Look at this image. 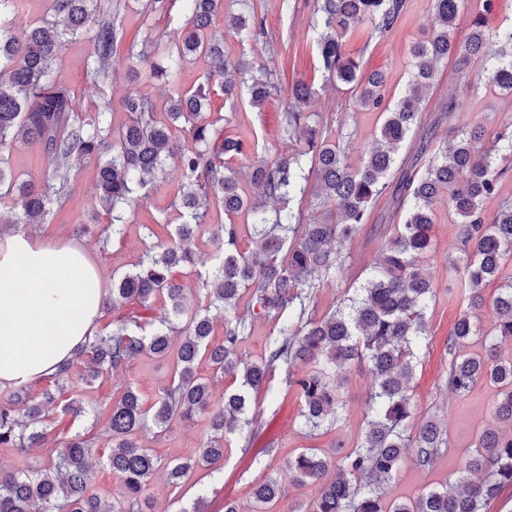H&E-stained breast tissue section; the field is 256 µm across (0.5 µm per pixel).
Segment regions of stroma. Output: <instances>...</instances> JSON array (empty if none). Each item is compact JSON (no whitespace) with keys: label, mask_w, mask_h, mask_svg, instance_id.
Instances as JSON below:
<instances>
[{"label":"stroma","mask_w":512,"mask_h":512,"mask_svg":"<svg viewBox=\"0 0 512 512\" xmlns=\"http://www.w3.org/2000/svg\"><path fill=\"white\" fill-rule=\"evenodd\" d=\"M112 15L122 29V44L130 46L153 37H162L174 46L183 37L187 14L185 0H169L166 10H144L141 0H111ZM315 0H224V11L216 15L213 32L223 34L224 46L233 54H244L254 65L276 69L280 92L255 109L247 103L229 108L220 86H212L207 105L218 117L219 136H238L257 147L259 156L272 159L284 151L288 139L284 133V114L292 86L300 81L313 84L317 94L308 105L319 113L332 130L350 132L348 159L358 162L363 150L377 134L382 123L378 113L354 109L348 96L324 85L319 71L315 25ZM431 0H407L406 10L394 33L386 38L371 37L354 30L346 43L347 52L360 56L363 71L381 70L388 77L386 96L398 99L407 86L410 71V46L430 31ZM261 13L265 35H239L224 27L228 14ZM477 68L457 69L453 61H441L436 81L423 114V130L431 131L434 141L448 138L453 129L481 125L494 128L503 114L512 115V96L477 86ZM60 81L74 91L84 114L97 111L102 100L112 102L108 115L113 126L127 120L121 99L129 89H136L153 99H162L168 86L164 81H131L125 65H117L114 75L104 84L94 79L93 47L88 39L78 38L65 44L60 63ZM464 94L460 109L446 113L443 103L449 93ZM96 162H73L70 171L72 193L60 208L54 209L47 223L31 228L32 236L47 242L76 241L84 245L104 280L137 270L148 230L158 223H184L185 213L174 207L176 194L185 182L177 162H169L165 173L153 186L136 190V201L123 233L109 236L110 219L94 193ZM391 193H383L370 205V217L357 238L345 245L349 258L339 281L321 283L314 291L317 314L328 313L346 290L358 287L379 263L390 235L391 225L400 223ZM460 226L448 212L447 200L435 206L431 229L433 248L425 263L436 287V297L427 313V348L411 382L414 418L437 417L447 429L449 448L430 471L406 459L399 473L386 488L388 496H417L433 486L453 483L481 429L491 421L490 411L497 398L494 387L478 383L465 398L448 390V338L467 302L462 295L458 274L449 264L458 254ZM169 359L143 356L101 385L83 390V401L106 402L118 397L126 386H133L146 405H153L159 389L170 377ZM286 368H278L269 390L259 392L250 403L249 414L255 423L243 426L224 444V465L214 475L196 471L182 487L169 484L165 472H157L148 492L157 512H191L199 495H206L207 512H224V503L236 501L242 512H257L252 496L256 483L272 472L282 471L288 459L304 448L335 451L337 445L353 447L364 428L363 412L372 388V376L365 366H351L340 374V394L346 404L343 424L328 432L309 434L300 424L301 401L289 389ZM61 426L67 434L81 433L91 440L96 453L93 460V485L103 498L118 494L120 482L106 465L112 440L105 422L91 417L65 415ZM209 435L207 416L193 422H172L162 435L147 439L146 444L162 461H187L196 457Z\"/></svg>","instance_id":"1"}]
</instances>
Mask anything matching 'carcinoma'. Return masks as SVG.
<instances>
[{
    "mask_svg": "<svg viewBox=\"0 0 512 512\" xmlns=\"http://www.w3.org/2000/svg\"><path fill=\"white\" fill-rule=\"evenodd\" d=\"M46 4L47 17L19 38L4 15L19 11L23 0H0V154L22 141L41 150L47 169L42 183L18 185L0 157V196H13L15 210V218L0 225V236L46 223L53 200L70 192V161L84 156L97 161L95 189L117 233L128 223L133 186L147 187L164 173L168 160H177L188 182L174 204L191 221L176 225L169 240L150 247L140 270L113 282L103 300L107 311L132 302L148 309L161 300L163 316L155 323L128 316L107 333L91 337L77 351L87 364L79 380L89 387L144 355L167 357L174 332L181 341L171 379L149 408L132 386L108 407L86 408L76 398H62L73 386L71 361L43 378L37 393L30 383L15 386L0 401V446L23 453L45 448L47 460L27 472H0V512H154L146 491L155 471L165 468L174 486L197 469L219 471L224 441L247 423L252 394L269 388L277 367L311 366L289 377L288 386L296 388L302 424L313 432L341 420L345 408L329 375L355 360L367 362L374 379L360 444L347 453L336 452L334 460L318 448L307 449L288 460L284 474L260 481L253 488L254 500L269 509L287 495L288 486L315 485L317 497L294 512H487L501 488L512 485V358L499 355L501 345L512 341V279L493 300L495 322L484 335L485 353H468L466 346L481 335L478 313L485 304L486 282L512 259V198L502 200L491 218L483 212L484 202L499 194L502 179L512 169V117L491 131L465 130L437 147L422 134L412 158L402 160L393 197L405 219L391 225L377 270L354 296H341L329 313L316 316L311 303L315 281L339 277L346 262L341 247L368 222L370 202L389 189L396 149L419 129L437 63L452 60L460 69L476 64L486 85L512 94V28L492 32L485 23L496 0H477L479 10L463 43L457 39L458 19L468 0H432L430 34L411 47L413 71L405 94L393 104L385 99L387 76L363 73L360 62L344 52V43L360 25L382 38L392 33L406 0H317L316 25L322 28L317 54L324 82L348 87L355 109L377 111L384 121L353 165L343 138L329 139L326 125L307 111L314 87L296 84L284 132L290 139L298 133L303 141L272 162H252L246 175L249 193L228 161L255 152V146L226 136L219 148L212 147L216 121L207 119L203 109L213 82L224 87L227 101L246 90L249 104L257 108L278 92V82L275 70L224 50V36L211 32L223 0H189L186 34L167 51L165 64L153 62L158 49L153 43L127 55L139 79L173 81L194 56L210 59L212 69L205 82L159 103L129 90L122 99L127 121L118 129L107 121V101L95 115L83 117L77 97L58 79V66L65 38L87 35L95 77L108 82L121 42L119 28L100 0ZM224 22L237 34L265 33L264 18L257 14H230ZM160 109L164 121L157 119ZM177 131L188 135L191 144L178 142ZM428 151L427 163L419 165ZM311 174L312 194L321 211H295L290 202L306 193ZM443 197L448 211L461 219L460 256L452 265L468 296L467 309L448 337V391L462 398L480 382L494 385L493 424L481 432L452 485L433 487L414 499L388 501L385 488L408 454L420 469L430 470L448 445L447 430L435 417L412 423L410 393L426 348V314L435 298L423 259L432 249L435 204ZM213 204L229 218L247 217L255 248L240 254L239 225H216V262L199 278L197 289L206 304L192 309L174 271L182 267L190 274L201 264L189 245ZM216 314L224 315L220 342L212 340ZM256 315L276 320V333L265 357L252 362L242 358L239 348ZM203 359L215 373L241 380L238 390L224 393L220 406L213 402L210 380L197 372ZM89 410L97 419L106 417L112 436L107 466L123 488L108 505L90 487V459L95 455L90 440L78 433L65 438L52 434L56 414ZM198 414L208 415L210 436L197 458L161 464L144 444L146 432L153 427L162 433L172 421Z\"/></svg>",
    "mask_w": 512,
    "mask_h": 512,
    "instance_id": "carcinoma-1",
    "label": "carcinoma"
}]
</instances>
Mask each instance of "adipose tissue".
Returning <instances> with one entry per match:
<instances>
[{
  "mask_svg": "<svg viewBox=\"0 0 512 512\" xmlns=\"http://www.w3.org/2000/svg\"><path fill=\"white\" fill-rule=\"evenodd\" d=\"M104 281L84 247L0 238V388L57 371L93 336ZM81 318H68L71 310Z\"/></svg>",
  "mask_w": 512,
  "mask_h": 512,
  "instance_id": "obj_1",
  "label": "adipose tissue"
}]
</instances>
